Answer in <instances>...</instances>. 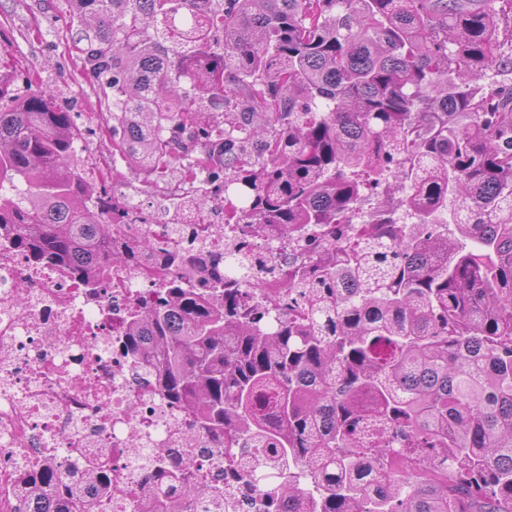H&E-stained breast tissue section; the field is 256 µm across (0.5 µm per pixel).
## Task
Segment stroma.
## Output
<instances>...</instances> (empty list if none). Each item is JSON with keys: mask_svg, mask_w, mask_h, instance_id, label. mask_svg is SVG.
<instances>
[{"mask_svg": "<svg viewBox=\"0 0 512 512\" xmlns=\"http://www.w3.org/2000/svg\"><path fill=\"white\" fill-rule=\"evenodd\" d=\"M71 29L70 0H0V52L15 65L16 85L35 82L73 105L83 131L79 155L95 161L111 155L112 139L98 117L105 105L79 73Z\"/></svg>", "mask_w": 512, "mask_h": 512, "instance_id": "1", "label": "stroma"}]
</instances>
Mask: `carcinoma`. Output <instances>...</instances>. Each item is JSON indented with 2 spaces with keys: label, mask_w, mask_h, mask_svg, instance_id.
<instances>
[{
  "label": "carcinoma",
  "mask_w": 512,
  "mask_h": 512,
  "mask_svg": "<svg viewBox=\"0 0 512 512\" xmlns=\"http://www.w3.org/2000/svg\"><path fill=\"white\" fill-rule=\"evenodd\" d=\"M71 2L112 183L222 177L224 223L312 251L283 318L248 262L226 275L205 250L210 225H172L155 268L210 288L176 276L133 303L136 375L288 512H512V0ZM13 84L0 54V236L87 288L137 265L150 242L112 236L125 197L83 204L74 113ZM382 185L401 195L357 230ZM106 463L80 491L44 467L19 512H97ZM153 508L183 512L163 490Z\"/></svg>",
  "instance_id": "1"
}]
</instances>
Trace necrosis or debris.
I'll return each mask as SVG.
<instances>
[{"instance_id":"obj_1","label":"necrosis or debris","mask_w":512,"mask_h":512,"mask_svg":"<svg viewBox=\"0 0 512 512\" xmlns=\"http://www.w3.org/2000/svg\"><path fill=\"white\" fill-rule=\"evenodd\" d=\"M160 285L151 265L120 270L90 303L62 272L0 239V512H17L35 469L52 462L77 480L84 459L107 448L119 488L108 512H148L157 480L139 458L157 448H189L223 493V449L188 440L186 416L139 387L122 349L129 300Z\"/></svg>"}]
</instances>
